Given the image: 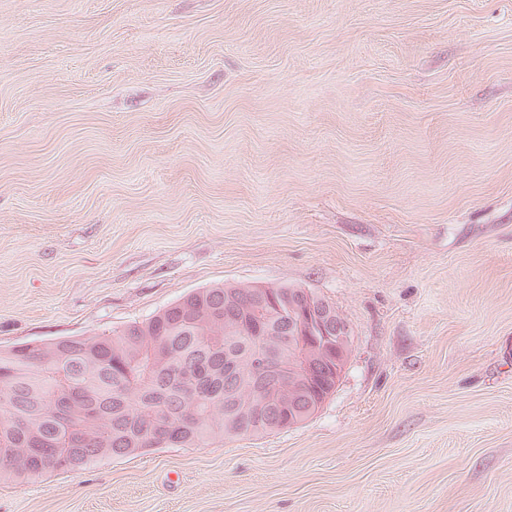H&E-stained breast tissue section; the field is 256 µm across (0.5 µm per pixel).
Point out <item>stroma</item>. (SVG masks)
Masks as SVG:
<instances>
[{
	"label": "stroma",
	"instance_id": "stroma-1",
	"mask_svg": "<svg viewBox=\"0 0 512 512\" xmlns=\"http://www.w3.org/2000/svg\"><path fill=\"white\" fill-rule=\"evenodd\" d=\"M225 283L346 319L321 409L0 512H512V0H0V349Z\"/></svg>",
	"mask_w": 512,
	"mask_h": 512
}]
</instances>
